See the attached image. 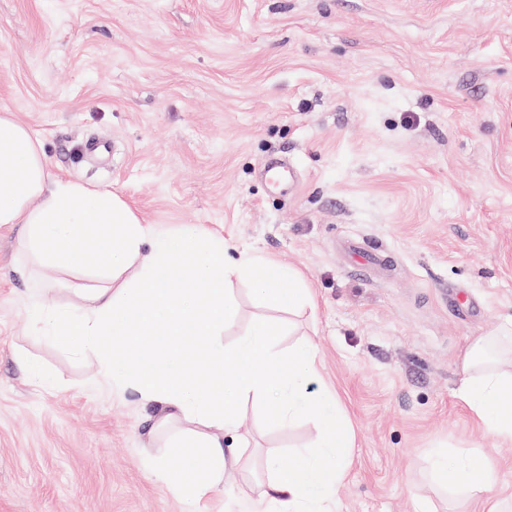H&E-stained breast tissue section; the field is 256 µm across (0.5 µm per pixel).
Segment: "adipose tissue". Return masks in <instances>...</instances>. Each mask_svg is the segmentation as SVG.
<instances>
[{
    "instance_id": "adipose-tissue-1",
    "label": "adipose tissue",
    "mask_w": 512,
    "mask_h": 512,
    "mask_svg": "<svg viewBox=\"0 0 512 512\" xmlns=\"http://www.w3.org/2000/svg\"><path fill=\"white\" fill-rule=\"evenodd\" d=\"M25 227L23 255L45 271H81L95 259L101 285L89 289L84 306L45 307L40 291L28 296L34 330L59 346L93 357L100 380L113 391L136 393L161 404L174 447L183 455L179 471L153 456L157 480L193 504L209 499L227 468L238 465L245 447L225 453L222 438L234 431L245 402L263 405L267 421L284 427L314 419L321 436L314 449L282 468L277 449L263 459L266 484L252 512H328L351 440L334 401L313 395L320 376L310 346L275 347V324L252 322L233 344L224 329L237 307L225 286L249 279L268 305L296 307L311 301L297 273L257 255L224 261L223 237L184 224L152 232L131 207L108 189H92L51 177L39 141L9 111L0 112V226ZM477 341L465 361L458 390L484 430L512 440V371L499 368ZM443 486L481 499L492 483V467L473 450L434 457Z\"/></svg>"
}]
</instances>
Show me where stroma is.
Segmentation results:
<instances>
[{
	"label": "stroma",
	"instance_id": "stroma-1",
	"mask_svg": "<svg viewBox=\"0 0 512 512\" xmlns=\"http://www.w3.org/2000/svg\"><path fill=\"white\" fill-rule=\"evenodd\" d=\"M1 105L52 177L112 190L153 230L223 236L227 259L300 273L314 304L293 310L232 280L224 341L265 319L278 347L313 345L310 390L353 439L338 512L512 499V442L457 395L475 341L512 320V0H0ZM94 138L109 145L98 158ZM277 157L294 189L262 179ZM23 232L0 227V512H187L146 467L181 463L151 438L159 404L33 333ZM318 436L244 403L224 445L247 441L250 463L200 512H248L265 449L287 468ZM436 448L494 463L486 504L439 485Z\"/></svg>",
	"mask_w": 512,
	"mask_h": 512
}]
</instances>
